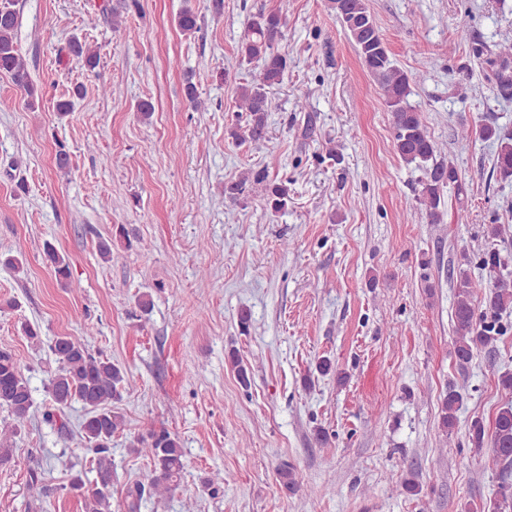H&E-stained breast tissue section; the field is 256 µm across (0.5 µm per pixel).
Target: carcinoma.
<instances>
[{"mask_svg":"<svg viewBox=\"0 0 512 512\" xmlns=\"http://www.w3.org/2000/svg\"><path fill=\"white\" fill-rule=\"evenodd\" d=\"M347 36L353 42L362 63L375 78L390 112L395 132L394 151L408 165L423 173L419 199L426 208L430 223L441 222L439 205L444 188L456 185L462 191L454 164L437 159V146L432 140L421 112L409 104L410 77L391 59L376 21L366 0H332ZM17 12L13 0H0V72L11 77L21 90L32 93L26 63L14 42ZM286 23L283 10L258 11L244 34L240 48L243 60L251 64L250 80L239 88L236 107L246 113L245 126L232 132L240 144L257 143L265 139L270 110L269 90L281 83L288 70V54L275 49ZM67 50L84 61L90 69L97 67L99 58L79 38L67 41ZM474 136L496 144L494 170L500 179L512 181V133L490 124L459 126L457 140L468 142ZM266 200L275 212L288 206L289 189L285 182L268 178L266 168L250 169L238 180L224 184V199L231 204L244 193ZM46 261L53 267L61 286H70V263L50 244L44 246ZM470 260L462 255L456 274L453 314L455 357L461 366L471 363L479 352L494 350L498 337L508 331L503 313L512 309V276L504 274L505 262L495 248L479 256L478 266L485 273L481 282L472 281L465 266ZM50 350L56 356L58 369L49 379L48 392L57 408L79 402L87 411L81 424L83 438L91 445L96 476L86 486L82 473L70 479V488L80 493L83 512H112V436L124 427L123 418L112 411V402L122 398L125 376L121 368L109 359L90 350L87 336H56ZM463 395L455 386H448L441 406V430L451 436L457 423V411ZM33 405L29 381L24 367L9 351L0 350V410L11 417L0 426V466L13 459V438L24 427ZM469 443L480 452L491 447L494 458L512 465V400L498 410L490 431L475 420L468 433ZM130 451L151 461L146 481H137L127 491L125 512H140L144 496L164 497L175 492L184 470V451L179 437L164 426L151 427L138 435ZM481 512H512V483L504 476L497 498Z\"/></svg>","mask_w":512,"mask_h":512,"instance_id":"obj_1","label":"carcinoma"}]
</instances>
